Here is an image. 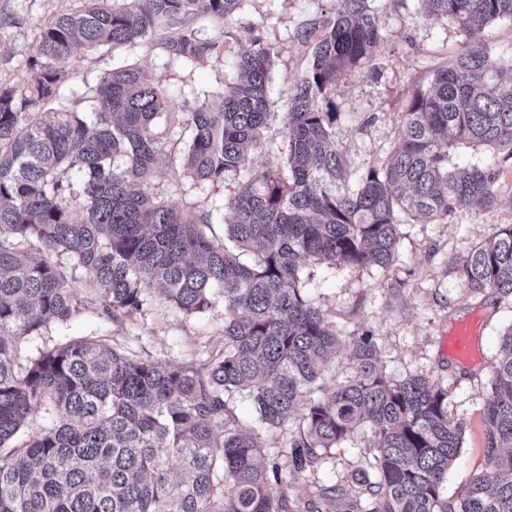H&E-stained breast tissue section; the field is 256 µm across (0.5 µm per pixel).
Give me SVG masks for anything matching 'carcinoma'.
<instances>
[{"label":"carcinoma","mask_w":512,"mask_h":512,"mask_svg":"<svg viewBox=\"0 0 512 512\" xmlns=\"http://www.w3.org/2000/svg\"><path fill=\"white\" fill-rule=\"evenodd\" d=\"M423 2L427 15L468 35L512 20V0ZM238 3L88 0L45 25L28 93L17 100L0 90V512H298L274 490L286 480L278 463L262 462L259 436L282 429L302 401L305 423L284 444L289 472L314 471L363 424L377 451L337 498L313 486L305 512H512V327L484 407L487 468L445 502L465 433L448 415V389L426 375L389 379L372 338L338 336L300 287L308 264L388 267L411 217L444 220L464 202L497 203L499 169L451 156L471 144L512 159V81L499 79L486 44L467 43L429 88L414 91L393 150L356 178L330 145L336 113L327 94L382 33L369 0H332L326 26L301 34L311 60L288 101L284 168L257 170L240 185L222 241L206 233L210 213H182L148 190L161 83L119 66L93 87L90 118L39 111L60 96L75 46L115 48L161 31L170 54L193 62L215 45L180 21L225 20ZM280 53L251 36L237 59L240 82L220 108L187 110L193 179L224 181L262 143ZM70 169L79 183L64 177ZM247 251L257 255L252 265L240 260ZM62 255L90 276L114 322L134 319L152 297L196 316L221 294L224 346L170 364L86 336L22 356V339L81 310ZM457 270L475 293L512 297V225ZM342 343L353 376L327 388L326 357ZM243 392L253 424L230 405Z\"/></svg>","instance_id":"carcinoma-1"}]
</instances>
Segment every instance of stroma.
<instances>
[{"label": "stroma", "mask_w": 512, "mask_h": 512, "mask_svg": "<svg viewBox=\"0 0 512 512\" xmlns=\"http://www.w3.org/2000/svg\"><path fill=\"white\" fill-rule=\"evenodd\" d=\"M374 3L383 39L369 61L337 78L329 94L336 112L331 139L357 176L381 165L397 141L412 93L428 87L434 71L467 41L453 22L425 16L421 0ZM85 6V0H0V89L23 96L28 63L38 54L46 23ZM330 16V0H241L233 18L225 22L188 17L186 26L217 46L216 52L196 63L169 55L158 33L114 49L80 47L72 55L62 95L51 107L88 115L92 86L119 65L139 67L160 81L166 105L155 122L160 151L149 189L177 210L210 212L209 233L220 240L224 237L225 205L239 183L254 170L277 169L284 164V113L310 57V47L301 43L299 35L304 29L323 26ZM253 30L281 49L268 74L274 104L263 133L264 144L250 152L237 173L223 182L193 180L184 167L192 139L186 109L201 103L220 107L225 93L239 80L235 60L248 47ZM452 156L461 164L499 166L496 205L467 204L445 220L401 224L395 258L388 268L325 262L305 267L301 274L307 294L325 311L338 335L372 336L388 377L400 381L423 374L447 387L449 414L466 424L460 455L441 490L442 500L448 502L484 465V404L500 355V337L512 325V298L472 294L456 269L459 258L475 245L512 225V160L483 146H461ZM69 284L83 305L82 312L68 323L52 322L43 327L38 336L23 343V354H33L46 343L98 335L175 364L219 350L224 344L223 303L194 317L155 300L136 320L112 323L102 315L84 270H73ZM475 315L481 320L480 358L462 363L444 353L443 342L457 323ZM373 454L370 432L359 428L328 451L315 476H289L288 490L291 496H304L314 480L347 487L354 470L372 461Z\"/></svg>", "instance_id": "obj_1"}]
</instances>
